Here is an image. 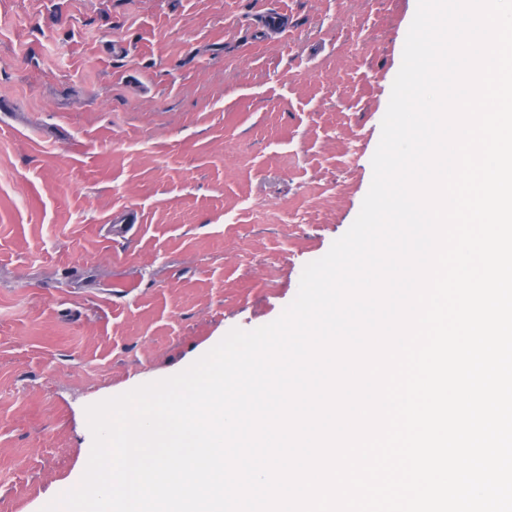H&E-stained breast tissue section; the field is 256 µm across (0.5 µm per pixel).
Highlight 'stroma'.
I'll return each instance as SVG.
<instances>
[{"instance_id": "obj_1", "label": "stroma", "mask_w": 512, "mask_h": 512, "mask_svg": "<svg viewBox=\"0 0 512 512\" xmlns=\"http://www.w3.org/2000/svg\"><path fill=\"white\" fill-rule=\"evenodd\" d=\"M416 8L0 0V512L81 479L88 405L293 301L360 212ZM140 222L139 211L134 207H128L110 217L108 230L112 236L124 238L134 227V224H140Z\"/></svg>"}]
</instances>
